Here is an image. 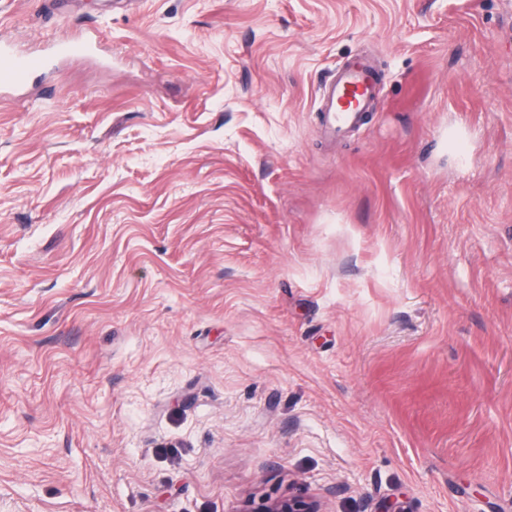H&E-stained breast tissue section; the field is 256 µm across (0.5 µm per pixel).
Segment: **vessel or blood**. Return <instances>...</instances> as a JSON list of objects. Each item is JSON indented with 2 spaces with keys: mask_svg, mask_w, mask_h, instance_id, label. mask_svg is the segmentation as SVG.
I'll use <instances>...</instances> for the list:
<instances>
[{
  "mask_svg": "<svg viewBox=\"0 0 512 512\" xmlns=\"http://www.w3.org/2000/svg\"><path fill=\"white\" fill-rule=\"evenodd\" d=\"M45 59L39 53H18L0 38V78L12 85H25L29 78L42 69ZM324 108L323 133L334 138L341 135L359 119L376 96V84L367 65L358 64L332 76L319 88Z\"/></svg>",
  "mask_w": 512,
  "mask_h": 512,
  "instance_id": "1",
  "label": "vessel or blood"
}]
</instances>
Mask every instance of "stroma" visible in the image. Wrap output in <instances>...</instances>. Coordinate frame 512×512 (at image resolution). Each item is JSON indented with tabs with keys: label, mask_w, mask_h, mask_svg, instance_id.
Listing matches in <instances>:
<instances>
[{
	"label": "stroma",
	"mask_w": 512,
	"mask_h": 512,
	"mask_svg": "<svg viewBox=\"0 0 512 512\" xmlns=\"http://www.w3.org/2000/svg\"><path fill=\"white\" fill-rule=\"evenodd\" d=\"M0 36L95 44L0 88V512H512V0H0ZM319 96L324 108L325 122L323 133L335 138L359 120L376 96V84L365 64H357L330 80L319 88ZM356 102V107L351 106ZM246 504L240 512H319L320 508L313 499L302 495H288L260 508H248Z\"/></svg>",
	"instance_id": "stroma-1"
}]
</instances>
